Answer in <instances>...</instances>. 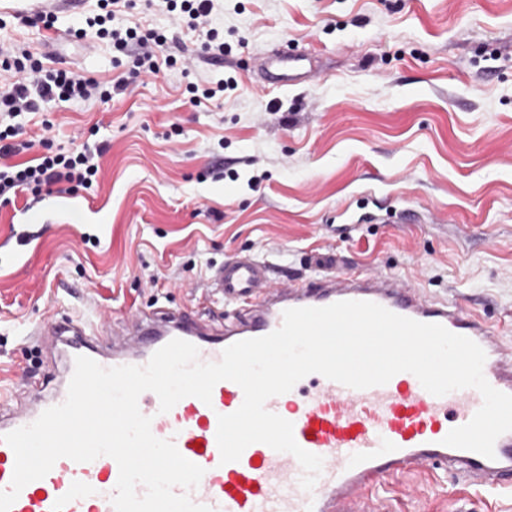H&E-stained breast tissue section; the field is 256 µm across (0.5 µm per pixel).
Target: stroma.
<instances>
[{"instance_id":"obj_1","label":"stroma","mask_w":512,"mask_h":512,"mask_svg":"<svg viewBox=\"0 0 512 512\" xmlns=\"http://www.w3.org/2000/svg\"><path fill=\"white\" fill-rule=\"evenodd\" d=\"M0 0V43L62 41L66 69L106 83L126 66L70 31L97 0ZM220 59L140 76L108 104L69 100L23 115L26 139L106 143L98 185L0 201V379L50 367L34 336L49 319H115L157 306L209 305L201 277L236 253L277 276L313 275L311 255L379 269L484 318L512 346V0H215ZM113 27L172 36L156 6ZM313 48L314 77L256 86L254 55ZM235 79L224 98L187 104L192 85ZM434 206L437 224H359L377 207ZM392 512H512V491L437 469L381 481Z\"/></svg>"}]
</instances>
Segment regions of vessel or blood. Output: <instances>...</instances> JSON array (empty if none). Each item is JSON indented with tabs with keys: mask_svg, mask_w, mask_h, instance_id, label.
Masks as SVG:
<instances>
[{
	"mask_svg": "<svg viewBox=\"0 0 512 512\" xmlns=\"http://www.w3.org/2000/svg\"><path fill=\"white\" fill-rule=\"evenodd\" d=\"M308 62L296 46L269 52L259 65L258 84L264 89L288 86L307 74ZM343 264L335 255L324 261L320 273L281 283L267 262L237 254L207 271L205 296L218 303L207 313L189 306L159 307L131 314L117 329L99 313L89 319L66 316L40 326L37 334L56 351L59 366L51 386L29 400L21 398L30 386L26 378L8 397L0 396V490L9 489L15 465L4 435L65 401L76 357H89L105 368L143 366L178 338L198 348L200 361L214 363L231 344L279 328L290 308L369 301L419 322L441 324L481 346L485 378L497 390L512 394V350L485 320L430 296L417 284L373 268L346 272ZM238 303L246 305V313L225 318V306ZM243 398L236 383L222 381L215 385L210 403L189 396L164 414L155 393L144 392L138 400L141 413L152 419L153 434L173 440L183 457L204 468L189 495L212 512H379L370 491L388 476L444 466L462 473L471 484L498 489L504 476L512 474V432L496 440L491 459L443 443L451 429L468 423L482 406L483 398L473 388L437 397L408 372L367 389L311 374L291 391L269 398L266 409L292 422L297 444L323 459L309 491L300 485L304 471L298 460L263 443L249 445L238 461L221 463L218 417L235 412ZM118 477L119 467L111 457L86 463L63 457L44 478L21 490L10 512H114L111 498Z\"/></svg>",
	"mask_w": 512,
	"mask_h": 512,
	"instance_id": "b4317fda",
	"label": "vessel or blood"
}]
</instances>
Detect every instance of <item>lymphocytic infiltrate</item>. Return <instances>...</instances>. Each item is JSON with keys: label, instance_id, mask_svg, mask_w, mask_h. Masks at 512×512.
Instances as JSON below:
<instances>
[{"label": "lymphocytic infiltrate", "instance_id": "f902f5d3", "mask_svg": "<svg viewBox=\"0 0 512 512\" xmlns=\"http://www.w3.org/2000/svg\"><path fill=\"white\" fill-rule=\"evenodd\" d=\"M167 11L177 13L180 23L188 30L205 34L204 51L220 54L224 51V36L212 28L209 16L213 0H163ZM111 14L96 15L87 19L77 36H85L87 29H94L98 39L110 41L113 49L134 52L136 68L155 73L160 69L166 38L155 31L146 32L128 27H111ZM0 64L14 68L18 78L8 89L0 90V197L30 193L40 198L54 185L65 182L74 188L90 189L96 183L100 158L107 147L101 143H83L80 148L63 150L54 147L50 140H41V151L32 159L12 162L11 157L20 150L31 149L25 141V133L18 118L26 112L36 111L39 103L55 100H87L97 98L105 103L111 100L113 91L123 90L126 81L118 79L114 86H107L92 78H85L61 69L44 65L32 54L16 56L13 51L0 47Z\"/></svg>", "mask_w": 512, "mask_h": 512}]
</instances>
